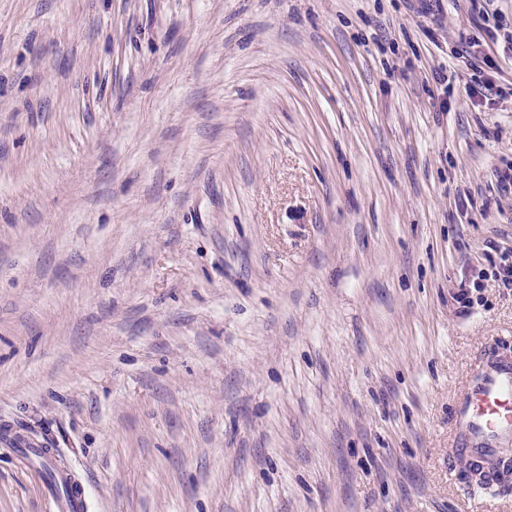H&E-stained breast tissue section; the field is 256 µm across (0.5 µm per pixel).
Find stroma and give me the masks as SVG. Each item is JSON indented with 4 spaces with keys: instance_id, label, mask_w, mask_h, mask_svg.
Returning a JSON list of instances; mask_svg holds the SVG:
<instances>
[{
    "instance_id": "obj_1",
    "label": "stroma",
    "mask_w": 512,
    "mask_h": 512,
    "mask_svg": "<svg viewBox=\"0 0 512 512\" xmlns=\"http://www.w3.org/2000/svg\"><path fill=\"white\" fill-rule=\"evenodd\" d=\"M469 0H0V512H512L450 473L512 349V97ZM450 77L437 111L435 74ZM17 453L29 464L38 462L44 470L54 463L53 448H46L42 445L26 444ZM70 472L57 471L54 482L44 483V491L57 503L59 512H87L88 496Z\"/></svg>"
}]
</instances>
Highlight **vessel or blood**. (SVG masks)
I'll return each instance as SVG.
<instances>
[{"label": "vessel or blood", "mask_w": 512, "mask_h": 512, "mask_svg": "<svg viewBox=\"0 0 512 512\" xmlns=\"http://www.w3.org/2000/svg\"><path fill=\"white\" fill-rule=\"evenodd\" d=\"M456 432L448 456L486 483L512 486V356L485 348L456 398ZM44 491L59 512H87L88 496L71 473L57 471Z\"/></svg>", "instance_id": "vessel-or-blood-1"}]
</instances>
